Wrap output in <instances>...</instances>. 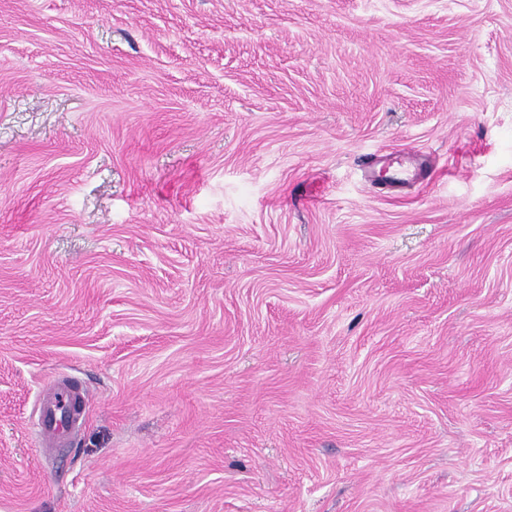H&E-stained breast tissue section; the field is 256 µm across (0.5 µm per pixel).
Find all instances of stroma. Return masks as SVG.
I'll return each mask as SVG.
<instances>
[{
	"mask_svg": "<svg viewBox=\"0 0 512 512\" xmlns=\"http://www.w3.org/2000/svg\"><path fill=\"white\" fill-rule=\"evenodd\" d=\"M0 512H512V0H0ZM88 401L85 391H72L69 388H61L47 401L42 400L38 423L42 441L53 445L69 437L74 417L83 411Z\"/></svg>",
	"mask_w": 512,
	"mask_h": 512,
	"instance_id": "obj_1",
	"label": "stroma"
}]
</instances>
